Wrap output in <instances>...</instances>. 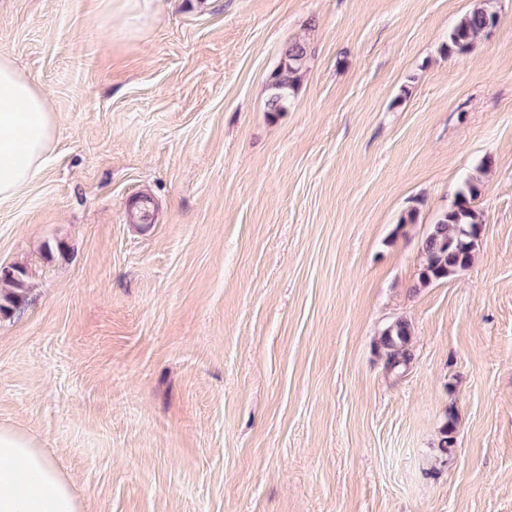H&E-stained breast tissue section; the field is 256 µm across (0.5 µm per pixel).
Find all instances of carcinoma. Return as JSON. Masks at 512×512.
I'll return each mask as SVG.
<instances>
[{"mask_svg":"<svg viewBox=\"0 0 512 512\" xmlns=\"http://www.w3.org/2000/svg\"><path fill=\"white\" fill-rule=\"evenodd\" d=\"M496 19L495 14L483 7L466 13L448 33V53H463ZM306 46L300 42L288 44L280 64L270 76L267 111L281 112L288 104L290 91L305 65ZM481 182L472 176L464 181L452 206L441 213L422 243L423 265L419 277L421 285L444 281L470 267L474 261L476 241L482 219L473 202L480 194ZM7 288L0 289V314L8 315L23 302L27 290L26 272L14 268L8 276H0ZM410 327L398 321L382 334L388 363L393 368L407 364L406 347Z\"/></svg>","mask_w":512,"mask_h":512,"instance_id":"1","label":"carcinoma"}]
</instances>
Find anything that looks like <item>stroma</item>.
<instances>
[{"label": "stroma", "mask_w": 512, "mask_h": 512, "mask_svg": "<svg viewBox=\"0 0 512 512\" xmlns=\"http://www.w3.org/2000/svg\"><path fill=\"white\" fill-rule=\"evenodd\" d=\"M478 3L496 25L448 54ZM102 8L0 0V53L57 121L0 202L28 283L0 425L86 512H512V0H159L133 38ZM475 172L474 262L420 285ZM306 46L300 42L288 44L280 64L270 76L267 112H282L288 104L290 91L305 65ZM410 335V327L406 322L398 321L388 327L382 334V343L386 349L388 363L393 368L406 365L409 352L406 347Z\"/></svg>", "instance_id": "obj_1"}]
</instances>
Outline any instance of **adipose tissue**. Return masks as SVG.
I'll list each match as a JSON object with an SVG mask.
<instances>
[{"label":"adipose tissue","mask_w":512,"mask_h":512,"mask_svg":"<svg viewBox=\"0 0 512 512\" xmlns=\"http://www.w3.org/2000/svg\"><path fill=\"white\" fill-rule=\"evenodd\" d=\"M56 121L44 91L0 54V202L43 170ZM0 512H84L70 479L25 433L0 427Z\"/></svg>","instance_id":"1"}]
</instances>
